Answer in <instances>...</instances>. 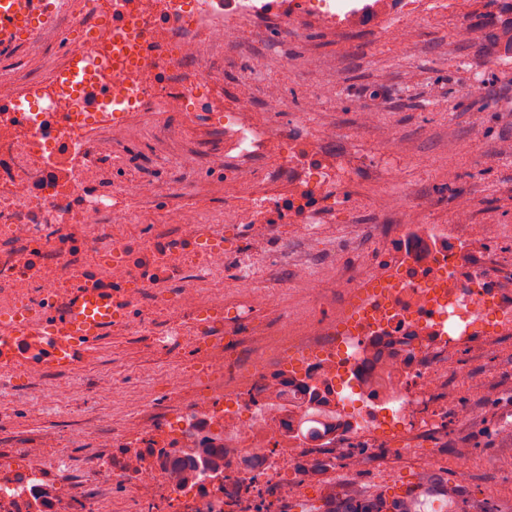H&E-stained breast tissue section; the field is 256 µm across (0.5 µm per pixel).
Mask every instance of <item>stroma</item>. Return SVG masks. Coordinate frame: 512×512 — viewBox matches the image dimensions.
Wrapping results in <instances>:
<instances>
[{"instance_id":"1","label":"stroma","mask_w":512,"mask_h":512,"mask_svg":"<svg viewBox=\"0 0 512 512\" xmlns=\"http://www.w3.org/2000/svg\"><path fill=\"white\" fill-rule=\"evenodd\" d=\"M420 18L402 20L396 35L379 27L337 24L324 28L305 23L301 33L286 34L273 24L244 26L234 48L224 54V95L248 98L256 111L267 109L266 91L278 85L288 101L289 116L274 119L276 127L290 124L331 125L336 151L374 155L394 148V163L403 185L420 195L430 221L452 218V201L461 192L475 199V224H497L503 232L497 250L512 249V64H504L496 36L507 18L493 0H454L449 8L437 0H420ZM64 45L35 53L13 49L0 54V77H19L27 70L52 76ZM484 78L482 97L471 98L465 86L470 74ZM203 132L182 142V162L166 167L154 162V147L132 121V135L122 161L113 163L109 180L140 174L157 176L161 195L138 203L133 223L121 231L138 236L164 223L169 210L182 204L187 187H194L199 207L209 221L224 214V198L234 185L224 181V131L210 124L206 113L166 112L164 126L187 120ZM350 206L362 213L397 215L401 196L375 170L359 173L348 188ZM464 364L470 379L461 383L459 399L484 406L481 419L449 424L436 431L426 448L394 455L381 451L376 462L363 467L353 460L342 465L343 486L324 491L322 467L307 471V495L322 502L323 512H405L398 493L415 501L444 494L457 484L459 466H467L468 481L457 484L453 512H512V435L500 423L512 418V338H502L481 352H458L449 366ZM146 365L129 340L107 337L94 370L112 368L125 378L129 392L148 380ZM32 396L0 403L11 421L0 427V451L12 450L34 430L55 428L68 433L69 412L29 416ZM434 459L432 469L423 462Z\"/></svg>"}]
</instances>
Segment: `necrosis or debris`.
Instances as JSON below:
<instances>
[{"label": "necrosis or debris", "instance_id": "1", "mask_svg": "<svg viewBox=\"0 0 512 512\" xmlns=\"http://www.w3.org/2000/svg\"><path fill=\"white\" fill-rule=\"evenodd\" d=\"M50 4L27 46L85 29L88 42L71 55L110 62L116 78L96 96L62 81L0 78V400L17 398L23 377L38 410L54 413L55 382L78 380L97 356L51 328L77 284L111 295L113 335L148 354L177 353L167 394L180 402L162 406L148 384L125 422L81 408L69 437L45 429L19 454L0 453V512H313L303 469L319 463L333 479L352 448L416 451L439 420L478 419L448 382L468 377L449 371L448 356L512 336V255L489 246L497 226L468 224L472 197L455 198L451 224L421 222L409 199L403 215L371 224L346 212V236L326 235L362 164L389 178L388 163L328 151L332 127L305 137L273 129L217 81L205 102L224 128L226 175L272 161L261 191L227 200L223 223L201 221L188 202L134 242L110 222H130L160 184L143 175L100 190L87 179L109 165L93 130L117 150L126 116L160 102L187 111L247 21L301 32V0ZM228 224L238 231L230 249ZM276 263L297 270L285 289L302 304L286 312L260 288ZM225 275L227 288L213 287ZM331 301L335 314L314 318ZM17 313L31 324L12 325ZM88 432L98 452L74 461L68 448Z\"/></svg>", "mask_w": 512, "mask_h": 512}]
</instances>
